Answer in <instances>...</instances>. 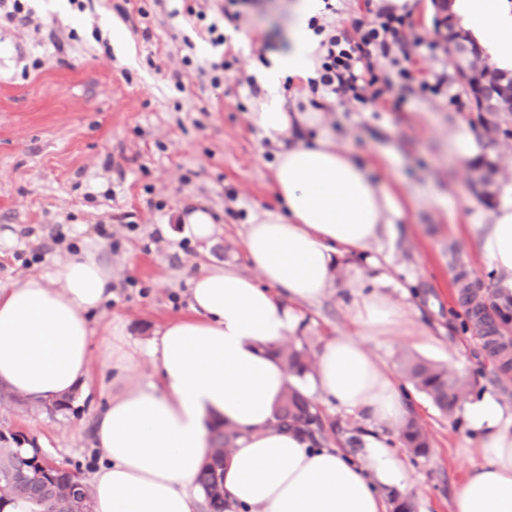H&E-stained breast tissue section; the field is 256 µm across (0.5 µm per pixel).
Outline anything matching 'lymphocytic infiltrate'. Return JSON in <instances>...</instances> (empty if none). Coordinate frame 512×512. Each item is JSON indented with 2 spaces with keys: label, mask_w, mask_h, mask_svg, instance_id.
Masks as SVG:
<instances>
[{
  "label": "lymphocytic infiltrate",
  "mask_w": 512,
  "mask_h": 512,
  "mask_svg": "<svg viewBox=\"0 0 512 512\" xmlns=\"http://www.w3.org/2000/svg\"><path fill=\"white\" fill-rule=\"evenodd\" d=\"M246 0H224L221 20H209L206 9L186 6L184 14L200 24L201 35L216 47L226 46L224 27L236 24L239 8ZM365 18L352 29L312 18L310 26L319 35L322 54L314 77L307 85L312 95L349 100L359 104L385 100L400 109L407 96H436L448 86L445 73L422 74L415 48L436 50V43L422 38L406 41L407 13L399 12L391 0H363Z\"/></svg>",
  "instance_id": "obj_1"
}]
</instances>
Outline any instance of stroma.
<instances>
[{"mask_svg": "<svg viewBox=\"0 0 512 512\" xmlns=\"http://www.w3.org/2000/svg\"><path fill=\"white\" fill-rule=\"evenodd\" d=\"M293 0H249L230 44L239 58L221 86L199 73L218 55L185 24L181 0H89L77 12L69 0H31L28 25L0 21V288L91 256L112 265L111 301L95 319L91 394L51 416L23 406H0V433L35 441L50 457L82 470L97 465L93 420L113 392L114 369L102 353L121 328L131 346L157 332L186 307L188 279L204 264L257 271L243 248L254 209L272 207L271 147L249 114L256 98L245 82L260 62L288 48ZM195 67L176 89L183 57ZM41 68H33L34 60ZM423 68L448 71V93L394 111L381 102L324 101L308 137L331 136L373 177L395 193L401 212L379 266L341 259L326 299L301 305L297 334L318 351L337 332L352 330L346 282L360 277L408 310L409 336H368L364 345L381 367L398 373L405 354L443 364L471 378L472 398L491 393L512 410V369H503L474 325L465 324L462 284L473 303L499 286L478 240L496 200L475 187V164L456 157L453 138L467 131L495 163L496 185L512 183V139L495 140L478 121L474 103L451 105L465 91L444 49L424 55ZM203 204L218 234L212 245L164 237L157 225L178 228V214ZM408 414L426 430V455L403 453L415 512H449L457 484L477 446L463 413L447 417L412 392Z\"/></svg>", "mask_w": 512, "mask_h": 512, "instance_id": "1", "label": "stroma"}]
</instances>
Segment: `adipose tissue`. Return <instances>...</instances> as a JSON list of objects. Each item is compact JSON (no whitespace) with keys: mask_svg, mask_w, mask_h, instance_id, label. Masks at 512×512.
<instances>
[{"mask_svg":"<svg viewBox=\"0 0 512 512\" xmlns=\"http://www.w3.org/2000/svg\"><path fill=\"white\" fill-rule=\"evenodd\" d=\"M319 7V0H297L290 46L264 69L266 93L251 115L277 148V203L251 215L243 238L260 276L229 265L201 268L188 281L187 314L167 322L159 340L106 352L122 374L148 359L157 378L119 389L97 415L94 442L102 456L85 477L94 512H197L196 475L211 454L210 427L218 420L239 434L224 489L246 512H388L385 488L412 486L385 436L368 435L353 458L272 424L289 378L269 347L295 331V304L327 297L339 258L382 245L401 208L370 167L330 137L306 138L310 113L283 108L285 81L315 74L319 39L308 21ZM452 10L501 67L512 69V9L505 0H454ZM479 248L512 287V183L503 186ZM347 286L356 329L318 352L315 388L346 411L398 426L406 413L403 390L363 339L401 333L407 313L382 289L363 292L358 278ZM111 297V266L90 257L1 288L0 384L48 402L89 396L91 321ZM464 416L478 438V458L450 512H512V412L486 393L465 403Z\"/></svg>","mask_w":512,"mask_h":512,"instance_id":"obj_1","label":"adipose tissue"}]
</instances>
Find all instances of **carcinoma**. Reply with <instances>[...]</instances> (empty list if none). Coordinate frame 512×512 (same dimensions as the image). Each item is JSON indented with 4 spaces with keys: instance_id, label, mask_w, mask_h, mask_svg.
<instances>
[{
    "instance_id": "carcinoma-1",
    "label": "carcinoma",
    "mask_w": 512,
    "mask_h": 512,
    "mask_svg": "<svg viewBox=\"0 0 512 512\" xmlns=\"http://www.w3.org/2000/svg\"><path fill=\"white\" fill-rule=\"evenodd\" d=\"M464 90L475 104L485 102L491 112L480 117L484 128L492 133L512 137V73L495 69L484 82L465 83ZM490 307L498 323H512V295L493 291L489 294ZM284 368L295 378H304L313 371V357L305 344L285 343L278 348ZM403 378L419 392L424 393L444 415L452 416L470 393L465 380L447 368L433 362L406 357L401 361ZM15 404L39 407L53 415L69 407L64 399L51 404L29 401L0 385V406ZM273 426L293 428L304 432L312 444L318 446L324 439V428L318 407L296 385L288 390L274 414ZM401 444L416 456H423L429 448L428 436L413 419L398 430ZM238 433L224 422L212 428L210 458L200 467L196 481L204 491L205 512H235L237 504L224 491V463ZM26 438L21 435L5 436L0 433V512H11L18 502L28 506L29 512H73L77 494L83 501V512H93V501L84 476L79 468L44 469L37 462L39 449H22Z\"/></svg>"
}]
</instances>
